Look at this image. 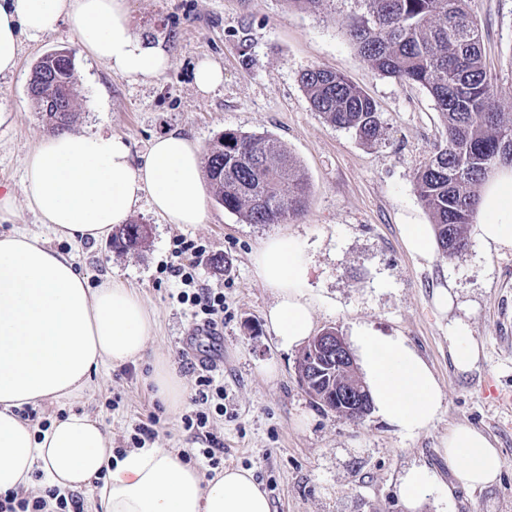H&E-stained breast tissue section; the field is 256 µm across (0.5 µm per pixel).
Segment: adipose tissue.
Masks as SVG:
<instances>
[{"label":"adipose tissue","instance_id":"obj_1","mask_svg":"<svg viewBox=\"0 0 512 512\" xmlns=\"http://www.w3.org/2000/svg\"><path fill=\"white\" fill-rule=\"evenodd\" d=\"M63 22L95 59L129 81L157 77L170 65L131 29L127 0H0V77L16 72L22 37L54 32ZM23 193L41 223L76 246L108 238L144 198L169 224H200L207 212L200 148L176 132L155 137L137 166L113 135L41 139L26 158ZM474 228L485 245L512 250V167L499 168L483 186ZM254 266L275 297L268 328L282 348L301 346L313 331L314 308L299 243L267 238ZM155 328L153 313L121 276L90 287L69 254L28 233L0 235V493L32 488L38 478L76 491L104 471L103 512H271L251 471L227 468L208 480L171 448L114 458L105 430L86 413L45 429L20 418L19 409L41 400L77 397L105 365L140 359ZM352 344L382 420L414 437L438 418V381L403 337L359 326ZM443 451L466 487L495 483L504 467L492 440L467 424L449 429Z\"/></svg>","mask_w":512,"mask_h":512}]
</instances>
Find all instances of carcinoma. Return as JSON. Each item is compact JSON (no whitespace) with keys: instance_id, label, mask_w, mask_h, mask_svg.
Wrapping results in <instances>:
<instances>
[{"instance_id":"1","label":"carcinoma","mask_w":512,"mask_h":512,"mask_svg":"<svg viewBox=\"0 0 512 512\" xmlns=\"http://www.w3.org/2000/svg\"><path fill=\"white\" fill-rule=\"evenodd\" d=\"M475 0H353L349 35L361 58L387 77L425 88L446 127V142L415 177V191L432 217L438 249L448 258L467 245L480 191L501 165H512V97L488 74ZM312 109L364 143L381 136L374 101L344 75L322 66L299 77ZM31 95L52 132L73 118V57L46 55L36 63ZM216 201L248 224H280L303 214L309 183L270 136L226 130L205 155ZM140 225L112 233V248L135 251L149 238ZM336 379H310L307 392L323 410Z\"/></svg>"}]
</instances>
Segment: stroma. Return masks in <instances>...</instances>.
Masks as SVG:
<instances>
[{
  "label": "stroma",
  "instance_id": "obj_1",
  "mask_svg": "<svg viewBox=\"0 0 512 512\" xmlns=\"http://www.w3.org/2000/svg\"><path fill=\"white\" fill-rule=\"evenodd\" d=\"M134 32L166 50L170 66L147 82L112 73L81 45L67 24L24 40L15 74L0 78V106L11 114L0 127V183L15 198L0 218V235L25 231L54 249L72 252L90 286L104 275L126 279L157 320L143 357L105 366L80 398L34 405L35 423L71 412L96 417L116 448H128L136 423L158 415L159 448L191 447L179 413L169 411L150 381L159 358L172 363L193 397L198 369L183 340L193 322L175 298V279L159 269L175 238L206 245L204 284L224 291V415L215 432L224 464L250 470L271 512H407L397 485L413 466L435 472L450 494L431 497L418 512H512V250L493 251L469 237L454 258L408 251L403 224L432 218L418 200L415 176L446 139V129L426 89L380 75L358 55L347 28L352 0H327L319 12L288 0H128ZM486 65L512 95V0H476ZM74 51V133L119 137L133 162L153 138L179 132L208 150L235 130L273 136L305 172L310 196L305 212L280 224H247L209 200L201 224H168L141 201L130 220L151 234L138 251L119 253L111 242L78 248L57 240L26 205L25 160L50 136L28 94L32 68L46 53ZM204 61L218 64L224 82L204 94L194 74ZM311 66L331 68L376 102L382 136L372 144L315 112L299 81ZM273 235L296 238L311 269L309 295L315 331L333 327L344 337L366 326L404 337L433 368L443 394L439 417L408 438L376 414L354 422L318 408L297 376L300 349L281 348L264 315L274 296L258 279L253 257ZM448 288L454 305L440 312L436 289ZM461 320L480 357L456 369L448 325ZM465 423L499 449L505 466L498 481L474 489L455 486L442 450L451 426Z\"/></svg>",
  "mask_w": 512,
  "mask_h": 512
}]
</instances>
